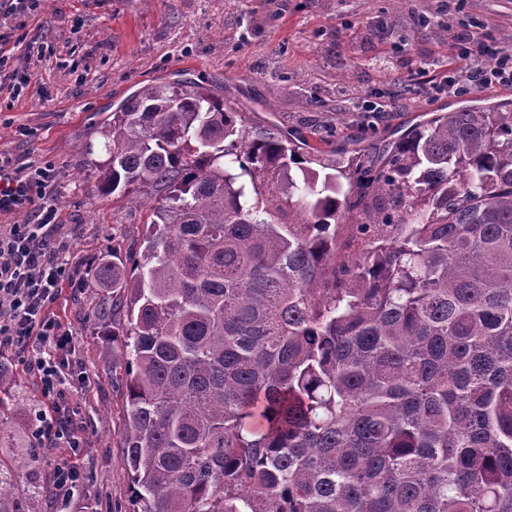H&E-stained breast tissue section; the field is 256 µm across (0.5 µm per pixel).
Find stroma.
Segmentation results:
<instances>
[{"instance_id":"35a3bbf8","label":"stroma","mask_w":512,"mask_h":512,"mask_svg":"<svg viewBox=\"0 0 512 512\" xmlns=\"http://www.w3.org/2000/svg\"><path fill=\"white\" fill-rule=\"evenodd\" d=\"M478 33L492 49L512 47V0H41L17 30L8 65L36 77L24 96L0 91V151L21 163H51L70 276L50 311L73 332L54 343L1 346L0 479L10 512H133L118 434L124 427L125 371L113 360L111 324L97 320L112 291L94 267L113 248L135 249L160 194L100 196L86 144H100L112 114L133 92L192 79L242 112L247 129L313 127L336 145L321 166L379 151L433 112L512 101V86L442 92L457 67V36ZM50 60L38 62L39 48ZM381 120L358 119L367 103ZM67 355L64 388L83 437L82 481L69 499L50 489L64 449L36 439L46 408L39 358Z\"/></svg>"}]
</instances>
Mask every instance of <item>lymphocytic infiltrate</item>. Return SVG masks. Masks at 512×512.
Segmentation results:
<instances>
[{"instance_id": "1", "label": "lymphocytic infiltrate", "mask_w": 512, "mask_h": 512, "mask_svg": "<svg viewBox=\"0 0 512 512\" xmlns=\"http://www.w3.org/2000/svg\"><path fill=\"white\" fill-rule=\"evenodd\" d=\"M40 0H0V86H7L13 97H20L30 85V70L8 69L9 40L12 31L37 11ZM460 64L446 84L447 90L512 85V49L489 52L476 34H462L457 42ZM60 174L54 165H18L14 158L0 154V217L10 223L0 230V344L24 345L37 340H56L66 345L68 333L48 309L59 284L67 275L62 255L66 244L58 235L59 213L54 202ZM25 223H15V216ZM38 376L41 393L55 413V420L36 429L37 438L67 440L70 459L53 470L55 493L72 494L80 480L73 455L79 454L81 440L69 432L61 414L67 405L64 389L67 364L62 359H37L30 365Z\"/></svg>"}]
</instances>
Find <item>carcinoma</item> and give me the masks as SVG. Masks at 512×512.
<instances>
[{
    "instance_id": "obj_1",
    "label": "carcinoma",
    "mask_w": 512,
    "mask_h": 512,
    "mask_svg": "<svg viewBox=\"0 0 512 512\" xmlns=\"http://www.w3.org/2000/svg\"><path fill=\"white\" fill-rule=\"evenodd\" d=\"M103 137L102 195L164 192L94 271L140 512H512L511 106L434 113L346 191L191 81Z\"/></svg>"
}]
</instances>
